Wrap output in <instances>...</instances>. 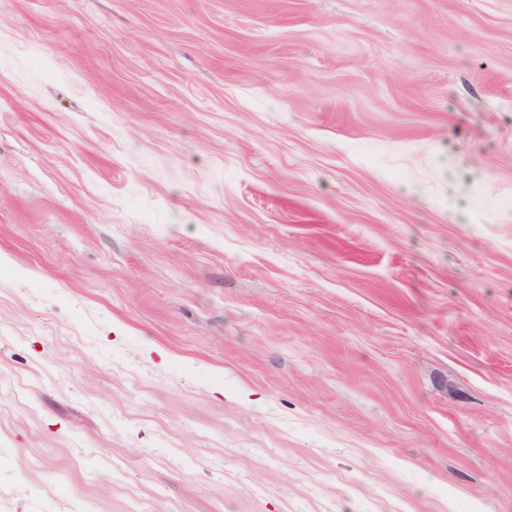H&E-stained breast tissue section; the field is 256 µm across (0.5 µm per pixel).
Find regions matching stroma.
Listing matches in <instances>:
<instances>
[{
    "label": "stroma",
    "instance_id": "35a3bbf8",
    "mask_svg": "<svg viewBox=\"0 0 512 512\" xmlns=\"http://www.w3.org/2000/svg\"><path fill=\"white\" fill-rule=\"evenodd\" d=\"M0 512H512V0H0Z\"/></svg>",
    "mask_w": 512,
    "mask_h": 512
}]
</instances>
